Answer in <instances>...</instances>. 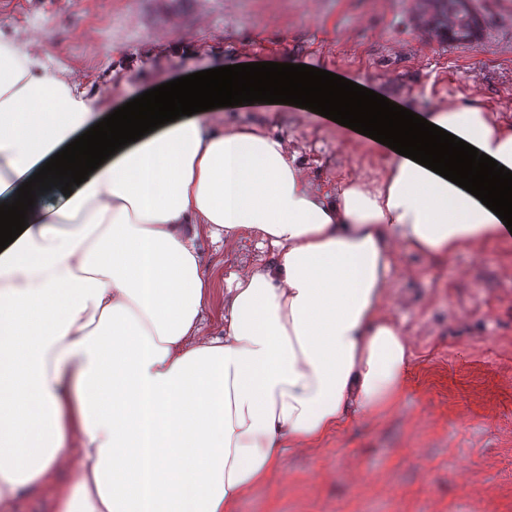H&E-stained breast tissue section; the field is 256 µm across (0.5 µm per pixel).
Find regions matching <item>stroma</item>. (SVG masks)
Here are the masks:
<instances>
[{
  "label": "stroma",
  "instance_id": "1",
  "mask_svg": "<svg viewBox=\"0 0 512 512\" xmlns=\"http://www.w3.org/2000/svg\"><path fill=\"white\" fill-rule=\"evenodd\" d=\"M468 3L478 19L469 38L451 37L437 0L425 11L415 0H0V30L50 53L114 109L236 58L327 70L419 115L462 98L512 122V0ZM170 36L192 56L171 53ZM224 123L287 139L319 191L376 174L359 135L314 113L244 107ZM197 249L216 331L232 276L273 251L251 234L222 245L203 234ZM384 309L413 346L400 405L318 447L285 448L235 512H512V240L445 261L400 252Z\"/></svg>",
  "mask_w": 512,
  "mask_h": 512
}]
</instances>
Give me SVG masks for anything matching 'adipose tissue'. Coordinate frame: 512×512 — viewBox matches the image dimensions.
I'll list each match as a JSON object with an SVG mask.
<instances>
[{
  "label": "adipose tissue",
  "mask_w": 512,
  "mask_h": 512,
  "mask_svg": "<svg viewBox=\"0 0 512 512\" xmlns=\"http://www.w3.org/2000/svg\"><path fill=\"white\" fill-rule=\"evenodd\" d=\"M105 109L0 36V193ZM429 120L512 170V124L492 109L455 101ZM375 151L378 180L317 192L282 138L202 111L29 212L0 251V505L27 491L53 512H235L286 446L392 410L412 360L382 310L399 249L446 259L512 232L458 185ZM203 231L278 251L234 277L220 336L203 333Z\"/></svg>",
  "instance_id": "ef3b65f1"
}]
</instances>
